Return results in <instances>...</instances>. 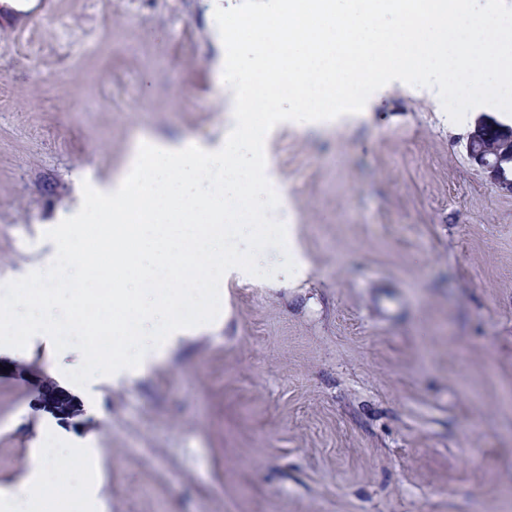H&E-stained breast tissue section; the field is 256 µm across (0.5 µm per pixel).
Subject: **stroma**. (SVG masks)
<instances>
[{
	"mask_svg": "<svg viewBox=\"0 0 512 512\" xmlns=\"http://www.w3.org/2000/svg\"><path fill=\"white\" fill-rule=\"evenodd\" d=\"M0 279L46 268L76 182L146 139L221 137L210 0H0ZM475 113L394 81L268 140L307 278L220 289L143 375L79 392L89 429L0 374V490L45 430L92 464L90 512H512V194ZM466 150L492 184L512 194V123L481 116L467 135Z\"/></svg>",
	"mask_w": 512,
	"mask_h": 512,
	"instance_id": "1",
	"label": "stroma"
}]
</instances>
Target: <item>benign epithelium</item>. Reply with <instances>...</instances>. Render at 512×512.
I'll list each match as a JSON object with an SVG mask.
<instances>
[{"label": "benign epithelium", "instance_id": "1", "mask_svg": "<svg viewBox=\"0 0 512 512\" xmlns=\"http://www.w3.org/2000/svg\"><path fill=\"white\" fill-rule=\"evenodd\" d=\"M466 150L492 184L512 194V123L478 118L467 135ZM11 365V374L32 385L39 409L69 425L86 424L82 402L39 365L20 361Z\"/></svg>", "mask_w": 512, "mask_h": 512}]
</instances>
